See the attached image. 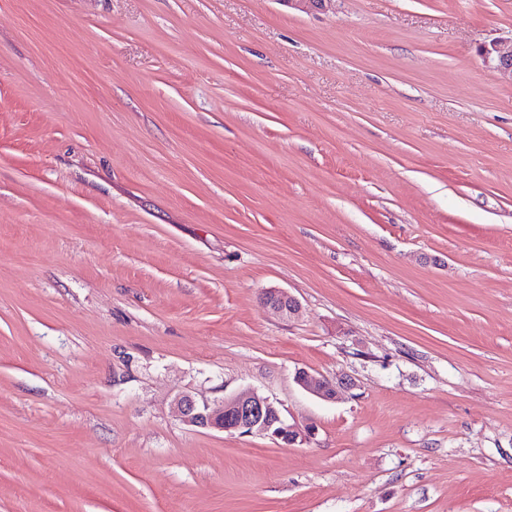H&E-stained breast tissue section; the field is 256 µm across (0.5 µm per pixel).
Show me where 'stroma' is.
Returning <instances> with one entry per match:
<instances>
[{
  "mask_svg": "<svg viewBox=\"0 0 512 512\" xmlns=\"http://www.w3.org/2000/svg\"><path fill=\"white\" fill-rule=\"evenodd\" d=\"M510 39L512 0H0V512H512ZM243 389L313 440L173 409ZM482 55L494 63V68L502 79L512 83V40L510 45L500 42L490 43L483 47ZM264 301L266 305L277 310L284 316L291 318L298 314L299 302L291 295H286L279 289H270L264 293ZM296 382L303 389L308 390L324 400H334L338 394L336 386L328 382H313L306 371H299L296 375Z\"/></svg>",
  "mask_w": 512,
  "mask_h": 512,
  "instance_id": "1",
  "label": "stroma"
}]
</instances>
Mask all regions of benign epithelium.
Returning <instances> with one entry per match:
<instances>
[{
    "mask_svg": "<svg viewBox=\"0 0 512 512\" xmlns=\"http://www.w3.org/2000/svg\"><path fill=\"white\" fill-rule=\"evenodd\" d=\"M484 58L494 63V68L502 79L512 82V44L493 42L483 47ZM266 305L284 316L298 314L299 302L279 289L264 293ZM296 382L324 400H334L338 394L335 386L328 382L316 383L305 371L296 375ZM174 408L181 420L192 427L215 429L240 435H264L285 445L302 444L313 438L315 428L289 424L282 417L276 402L253 390H244L210 403L197 401L188 393L178 395Z\"/></svg>",
    "mask_w": 512,
    "mask_h": 512,
    "instance_id": "1",
    "label": "benign epithelium"
}]
</instances>
